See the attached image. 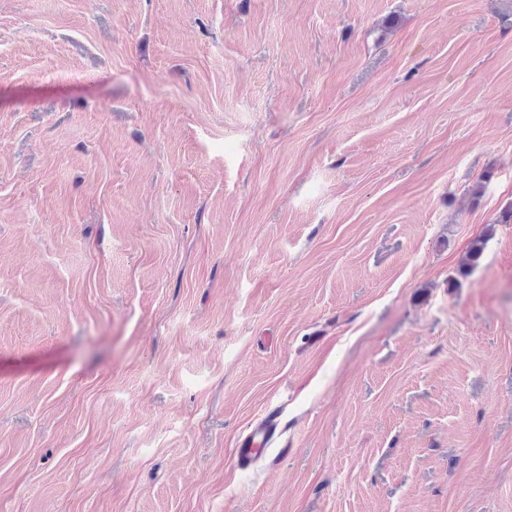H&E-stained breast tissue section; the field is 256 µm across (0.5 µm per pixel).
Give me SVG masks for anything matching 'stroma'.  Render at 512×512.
Listing matches in <instances>:
<instances>
[{"instance_id": "stroma-1", "label": "stroma", "mask_w": 512, "mask_h": 512, "mask_svg": "<svg viewBox=\"0 0 512 512\" xmlns=\"http://www.w3.org/2000/svg\"><path fill=\"white\" fill-rule=\"evenodd\" d=\"M511 209L512 0H0V512H512ZM274 419L267 415L264 419L250 427L248 433L239 441L235 448V465L239 468L249 466L256 458L266 453L265 448Z\"/></svg>"}]
</instances>
